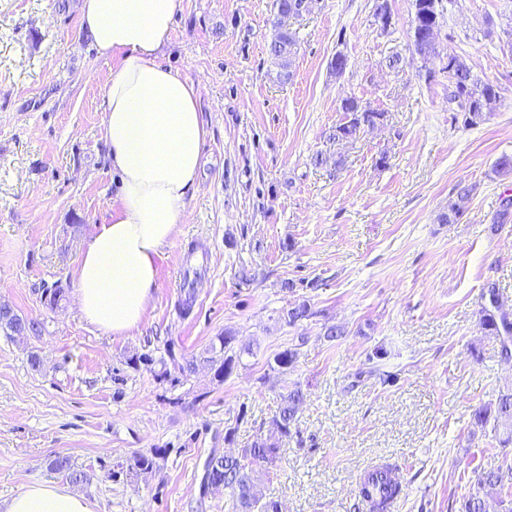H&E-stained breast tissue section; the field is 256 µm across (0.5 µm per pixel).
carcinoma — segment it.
<instances>
[{
	"instance_id": "1",
	"label": "carcinoma",
	"mask_w": 512,
	"mask_h": 512,
	"mask_svg": "<svg viewBox=\"0 0 512 512\" xmlns=\"http://www.w3.org/2000/svg\"><path fill=\"white\" fill-rule=\"evenodd\" d=\"M455 0H412L413 14L411 18V47L422 57H435L445 54L447 64L445 69L451 86L449 101L456 105V112L462 114L464 127H473L480 123V113L486 104L500 97L498 87L490 82L476 78L466 61L455 52H442L440 42L429 38L428 30L432 26H442L444 10L453 6ZM274 59L286 68L290 65V57L296 53V41L287 31L276 34L270 46ZM342 111L347 115V122L336 127V133L331 138L341 137L342 132L349 128L362 126L373 127L384 121L385 113L361 105L355 98H347L342 102ZM472 189L462 188L454 201L448 202V211L439 215L443 224H453L463 213L471 196ZM505 224H512V199L507 198L499 207L492 220V229L497 230ZM480 321L483 329L489 334L500 338V353L506 360L512 359V346L506 344L503 337H512V315L497 308L490 309L481 304ZM34 329V325L24 320L17 313L0 317V331L7 335H21ZM235 337L226 332L216 337L200 356L174 364L178 372L187 376L195 372L198 364H204L214 371V375L223 379L231 374L234 365L239 360V354L234 350ZM302 393L299 389L290 391L284 397L275 422L281 433L289 432L295 422V416L301 403ZM475 419L486 425L492 424V431L506 430V436L498 438L501 447L512 444V393L499 397L493 407H486L475 412ZM279 448L273 443L260 442L246 451L250 462L245 464L241 459L228 456H213L206 466V476L211 485L224 487L230 495L228 512H279V506L274 501H262L256 491L252 468L255 462H273ZM401 485L392 480L388 471L378 470L366 476L360 496L370 499L375 506L380 507L387 501L399 496ZM495 500L501 512H512V462L503 458L501 464L489 470L477 472L475 492L462 504V512H487V501Z\"/></svg>"
}]
</instances>
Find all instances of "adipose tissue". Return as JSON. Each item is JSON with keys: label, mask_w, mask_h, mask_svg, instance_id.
Listing matches in <instances>:
<instances>
[{"label": "adipose tissue", "mask_w": 512, "mask_h": 512, "mask_svg": "<svg viewBox=\"0 0 512 512\" xmlns=\"http://www.w3.org/2000/svg\"><path fill=\"white\" fill-rule=\"evenodd\" d=\"M181 0H80L79 21L99 58L107 159L118 192L86 239L75 272L84 320L107 335L138 329L157 285V258L176 233L208 135L201 89L163 61ZM0 512H90L84 496L40 482Z\"/></svg>", "instance_id": "adipose-tissue-1"}]
</instances>
